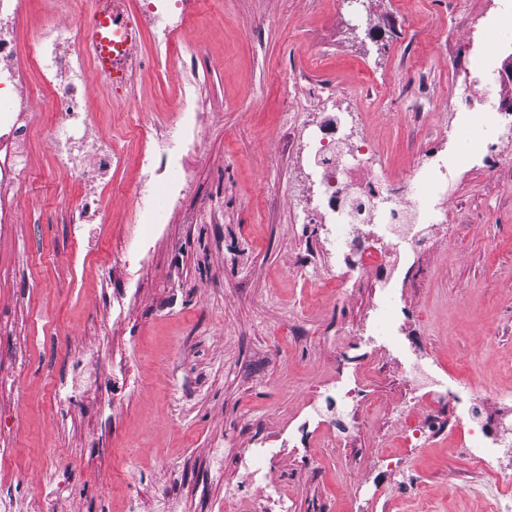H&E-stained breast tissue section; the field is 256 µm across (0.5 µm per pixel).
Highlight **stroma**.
Instances as JSON below:
<instances>
[{"mask_svg":"<svg viewBox=\"0 0 512 512\" xmlns=\"http://www.w3.org/2000/svg\"><path fill=\"white\" fill-rule=\"evenodd\" d=\"M57 4L30 0L19 30L37 87L31 43ZM362 13L201 0L124 93L91 82L92 132L123 164L80 230L66 215L84 189L60 170L54 114L34 113L18 221L0 224V492L15 512L61 474L69 512H260L236 461L255 442L278 451L267 482L288 512H484L472 490L488 475L465 456L480 433L512 474V112L483 130L504 156L456 163L481 107L460 103L472 60L491 54L497 82L512 64L499 26L512 0H365ZM339 115L371 140L383 183L448 163L439 222L385 289L326 244L303 141ZM144 128L168 132L169 163L194 177L179 207L149 215L134 196ZM386 292L381 347L369 327ZM415 360L435 379L420 392L402 376ZM74 386L83 407L62 411ZM334 386L366 419L335 439L311 416Z\"/></svg>","mask_w":512,"mask_h":512,"instance_id":"1","label":"stroma"}]
</instances>
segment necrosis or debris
I'll use <instances>...</instances> for the list:
<instances>
[{"label": "necrosis or debris", "instance_id": "obj_1", "mask_svg": "<svg viewBox=\"0 0 512 512\" xmlns=\"http://www.w3.org/2000/svg\"><path fill=\"white\" fill-rule=\"evenodd\" d=\"M28 0H0V224L17 221L14 187L26 172L25 151L34 92L17 56V27ZM186 0H139L138 12L149 20L157 45L169 46L179 38L189 14ZM86 24L82 17H65L46 24L36 35L32 54L42 74L48 96L45 105L55 114L50 138L61 156L62 172L83 184L87 194L69 213L73 224L92 223L100 209L99 191L122 157L104 139H91L84 96L90 74L82 52ZM305 147L320 169V182L332 202L327 222L336 251H364L360 227L379 224L394 245L419 248L425 243V224L438 208L434 174L405 175L393 183L394 198L379 206V190L366 160L368 140L343 138L326 142L307 138Z\"/></svg>", "mask_w": 512, "mask_h": 512}]
</instances>
